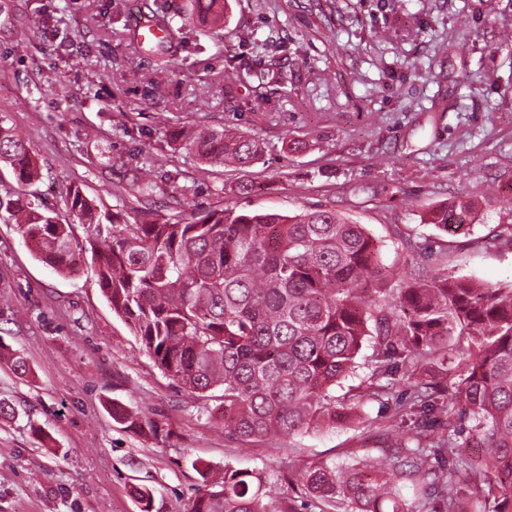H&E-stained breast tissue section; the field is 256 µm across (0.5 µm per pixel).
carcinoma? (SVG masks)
<instances>
[{"label": "carcinoma", "instance_id": "cac0c4a2", "mask_svg": "<svg viewBox=\"0 0 512 512\" xmlns=\"http://www.w3.org/2000/svg\"><path fill=\"white\" fill-rule=\"evenodd\" d=\"M194 2L189 14L223 23L224 0ZM174 139L205 165L245 168L261 157L258 141L224 128L183 127ZM2 163L17 185L0 183V221L17 224L62 274L76 272L75 248L91 250L112 311L180 388L217 402L229 437L344 426L365 405L393 401L410 425L384 433L379 455L300 461L298 482L327 512H512V285L389 270L366 227L329 208L157 210L128 224L75 189L67 204L90 230L81 246L31 190L40 168L26 141L0 124ZM451 209L458 223L446 207L430 223L455 233L479 220L469 200ZM500 209L493 240L512 241V202ZM402 381L405 399L394 396ZM112 418L149 425L120 405ZM265 496L260 474L227 469L189 512H271Z\"/></svg>", "mask_w": 512, "mask_h": 512}]
</instances>
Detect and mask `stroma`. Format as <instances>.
Returning a JSON list of instances; mask_svg holds the SVG:
<instances>
[{"mask_svg": "<svg viewBox=\"0 0 512 512\" xmlns=\"http://www.w3.org/2000/svg\"><path fill=\"white\" fill-rule=\"evenodd\" d=\"M189 0H0V115L41 166L43 202L79 242L72 189L128 223L150 208L293 214L332 208L365 225L385 265L512 284V244L488 246L512 198V0H227L212 34ZM166 8L174 36L139 45L133 17ZM44 20L29 25L30 16ZM228 127L259 140L256 165L202 169L170 133ZM159 185L136 199L138 160ZM252 184L251 193L235 189ZM495 200L453 235L423 223L460 196ZM427 244L405 258L400 242ZM83 252L72 275L0 222V512H186L203 470L262 472L266 503L300 498L288 451L374 456L361 425L241 443L164 375L102 295ZM26 358L19 376L8 355ZM150 420L118 423L113 404Z\"/></svg>", "mask_w": 512, "mask_h": 512, "instance_id": "1", "label": "stroma"}]
</instances>
